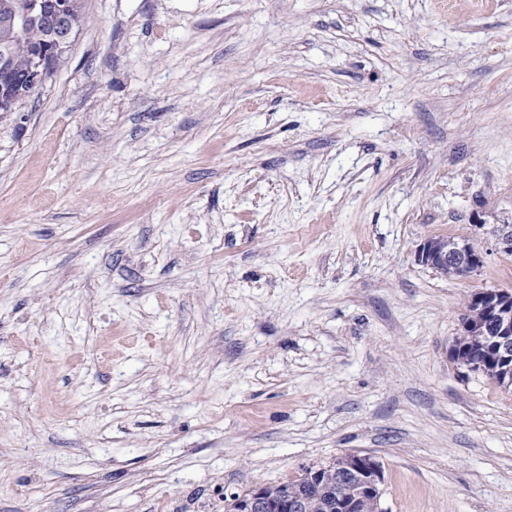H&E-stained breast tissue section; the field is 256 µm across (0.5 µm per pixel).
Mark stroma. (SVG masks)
<instances>
[{
	"label": "stroma",
	"instance_id": "1",
	"mask_svg": "<svg viewBox=\"0 0 512 512\" xmlns=\"http://www.w3.org/2000/svg\"><path fill=\"white\" fill-rule=\"evenodd\" d=\"M84 13L0 120V512H224L346 453L384 512H512V390L448 355L512 292V0ZM455 236L426 238L416 251V259L437 272H448L452 268L459 277L469 275L477 271L483 264V253L468 238L461 241ZM448 241H453L448 245Z\"/></svg>",
	"mask_w": 512,
	"mask_h": 512
}]
</instances>
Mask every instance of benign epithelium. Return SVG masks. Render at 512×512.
<instances>
[{"label": "benign epithelium", "instance_id": "benign-epithelium-1", "mask_svg": "<svg viewBox=\"0 0 512 512\" xmlns=\"http://www.w3.org/2000/svg\"><path fill=\"white\" fill-rule=\"evenodd\" d=\"M71 0H19L14 11L13 23L22 33L37 27L45 11L57 14L66 13ZM67 41L62 40L57 47L41 53L28 55V64L24 67L25 82L30 89L40 88L46 81L48 72L57 64L66 49ZM19 66V58L13 49L0 50V75H6ZM28 95L24 90L15 93H0V111L14 112L20 101ZM494 245L498 251H512V224L498 226ZM416 259L438 272L453 269L459 276L477 271L483 264V253L468 238L448 242L445 237L426 238L416 251ZM509 299L497 292L471 296L467 299L466 314L478 321L484 318V324L496 326L497 342L495 357L505 362L512 359V311ZM347 463L329 464L325 468L309 466L304 473L315 477L326 487L333 498L336 512H383L380 500L383 495V473L380 463L370 454L348 453ZM264 487H255L248 494L233 499L239 503L236 512H310L319 506V501H308L293 491L283 494L276 505L268 510L263 507Z\"/></svg>", "mask_w": 512, "mask_h": 512}]
</instances>
